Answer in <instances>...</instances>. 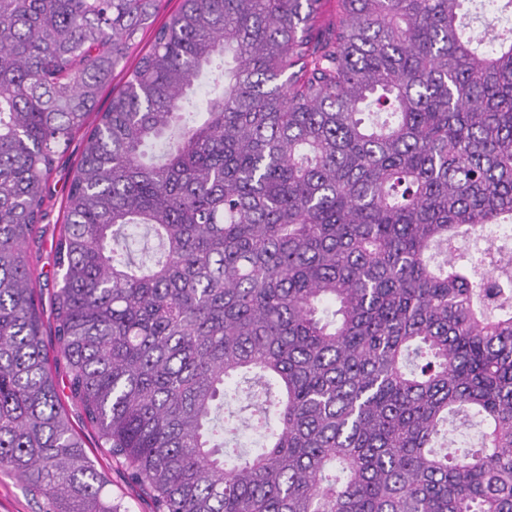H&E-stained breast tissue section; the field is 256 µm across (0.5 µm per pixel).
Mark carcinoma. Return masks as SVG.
<instances>
[{
    "label": "carcinoma",
    "instance_id": "cac0c4a2",
    "mask_svg": "<svg viewBox=\"0 0 512 512\" xmlns=\"http://www.w3.org/2000/svg\"><path fill=\"white\" fill-rule=\"evenodd\" d=\"M321 2L0 0V471L42 512L122 508L25 252L80 131L55 363L152 512H512V261L452 250L512 220V27L488 50L468 0H337L320 35ZM458 415L479 445L436 451ZM151 44L152 31L147 30L139 34L137 44L129 52L125 70L120 71V68H118L112 79V84L102 91L99 103L101 108L104 109L108 105L112 95V89L117 90L123 85L126 79V72L134 66L140 54L145 53L150 49ZM59 385L62 401L65 404L69 421L77 434L83 439L85 449L94 460L97 469L107 481L105 490L112 496V501L119 502L127 512H151V504L146 496L128 479L124 468L116 464L102 448L97 447V437L93 429L84 423L81 410L67 399L66 381L62 367H52Z\"/></svg>",
    "mask_w": 512,
    "mask_h": 512
}]
</instances>
